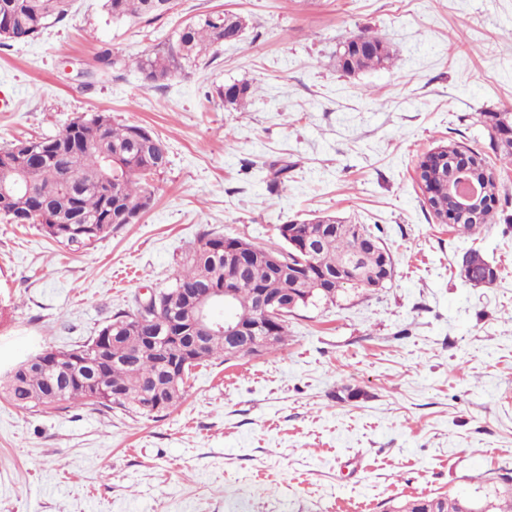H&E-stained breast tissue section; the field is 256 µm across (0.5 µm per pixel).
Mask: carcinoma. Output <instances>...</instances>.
<instances>
[{
  "mask_svg": "<svg viewBox=\"0 0 512 512\" xmlns=\"http://www.w3.org/2000/svg\"><path fill=\"white\" fill-rule=\"evenodd\" d=\"M71 7L70 0H0V25L8 28L0 34V45L25 43L52 23L62 21ZM173 0H104V9L114 20L156 19L167 14ZM246 28L241 15L230 12H206L185 24L151 51L134 61L135 70L152 88L164 85L175 76H186L224 45L235 29ZM357 35L343 41L336 55L339 67L347 73L380 68L390 63L392 54L382 40L373 38L371 52H352L350 45ZM255 89L249 82L228 84L220 90L224 103L236 109L249 104ZM29 143L44 150L39 166H32L23 150L0 149V166L6 176L18 183L8 195L0 194V215L15 223L31 215L41 217L39 224L47 237L69 244L73 242L70 221L77 219L92 224L96 233L81 238V245L91 246L112 234L123 224L136 223L152 206L156 188L153 177L166 168L167 148L164 142L141 125L120 124L103 112L82 115L52 137L31 139ZM492 219V209L485 208L475 219L457 218L454 228L470 235ZM336 221L332 216L317 217L309 222L289 224L299 238L310 236L317 248L299 269L276 270L260 256L267 250L239 237L206 234L190 248L183 261V272L175 284L157 293L158 307L182 308L184 286H224V256L240 245L251 249L253 258L241 268L234 289L235 314L242 319L257 320L254 294L264 288L282 292L296 288V308L319 303L335 305L348 290L367 291L371 281L381 280L384 288L394 277V260L382 264L380 256L346 233L321 232V225ZM356 263L355 276L349 281L336 277V270L348 262ZM464 277L475 285H491L497 278L495 269L477 253L462 258ZM141 303L113 315L102 330L118 337L112 346V365L96 373L103 390L95 395L73 384L60 388L56 402L110 409L117 405L127 412L155 416L179 404L186 395V378L192 369L207 358L226 360L250 357L258 351L241 343H233L219 333L208 344L193 351L192 362L177 387L170 386L171 377L162 369L156 355L143 350L144 327L140 323ZM273 341L264 351L285 345L288 321L276 325ZM54 366L34 369L21 378L13 376L0 387V392L17 407L32 409L48 406L45 400L47 381L53 378ZM151 385L166 401L155 405L137 394L140 384ZM505 488L492 487L481 501L461 494H429L411 497L391 506L389 512H512V477L502 478Z\"/></svg>",
  "mask_w": 512,
  "mask_h": 512,
  "instance_id": "cac0c4a2",
  "label": "carcinoma"
}]
</instances>
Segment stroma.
Returning <instances> with one entry per match:
<instances>
[{
	"mask_svg": "<svg viewBox=\"0 0 512 512\" xmlns=\"http://www.w3.org/2000/svg\"><path fill=\"white\" fill-rule=\"evenodd\" d=\"M217 8L247 27L192 74L160 88L131 68L95 74L101 48L139 56ZM360 32L392 65L341 71L336 49ZM241 81L252 103L225 106L219 87ZM0 95V148L107 112L168 150L151 208L96 249L0 217V380L169 288L205 234L278 247L279 225L330 215L378 228L395 262L386 287L289 317L282 348L195 368L161 417L0 395V512H386L480 499L512 473V167L489 119L512 112V0H174L135 24L74 0L0 46ZM451 144L498 179L492 222L469 236L417 185L420 160ZM473 249L493 285L461 273Z\"/></svg>",
	"mask_w": 512,
	"mask_h": 512,
	"instance_id": "stroma-1",
	"label": "stroma"
}]
</instances>
